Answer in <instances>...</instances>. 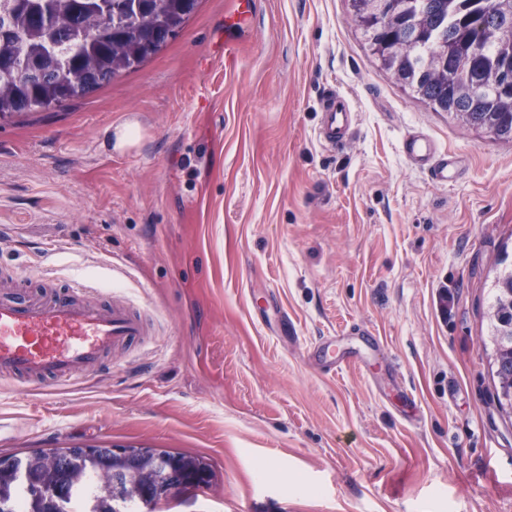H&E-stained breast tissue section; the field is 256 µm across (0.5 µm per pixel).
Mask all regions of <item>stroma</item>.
Returning <instances> with one entry per match:
<instances>
[{
	"label": "stroma",
	"mask_w": 512,
	"mask_h": 512,
	"mask_svg": "<svg viewBox=\"0 0 512 512\" xmlns=\"http://www.w3.org/2000/svg\"><path fill=\"white\" fill-rule=\"evenodd\" d=\"M234 8L201 0L137 70L0 120V265L96 281L150 326L76 380L0 379V456L204 457L212 485L159 512H512L490 327L512 143L406 93L348 0H255L230 29ZM329 89L357 116L341 150ZM123 125L138 147L106 136ZM413 131L463 157L455 181L401 154ZM326 336L363 368L312 357ZM355 121L349 101L344 94L331 90L325 102V111L319 128V138L331 146H341Z\"/></svg>",
	"instance_id": "obj_1"
}]
</instances>
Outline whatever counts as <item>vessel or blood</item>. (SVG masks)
Returning a JSON list of instances; mask_svg holds the SVG:
<instances>
[{"label": "vessel or blood", "mask_w": 512, "mask_h": 512, "mask_svg": "<svg viewBox=\"0 0 512 512\" xmlns=\"http://www.w3.org/2000/svg\"><path fill=\"white\" fill-rule=\"evenodd\" d=\"M354 121L346 96L330 92L319 137L328 145H343ZM401 151L438 182H448L460 169L459 155L442 152L417 132L403 137ZM101 300L100 288L83 279L58 286L50 299L31 290L17 300L0 297V373L67 382L100 365L108 350L143 335L137 315L121 305L98 309Z\"/></svg>", "instance_id": "1"}]
</instances>
